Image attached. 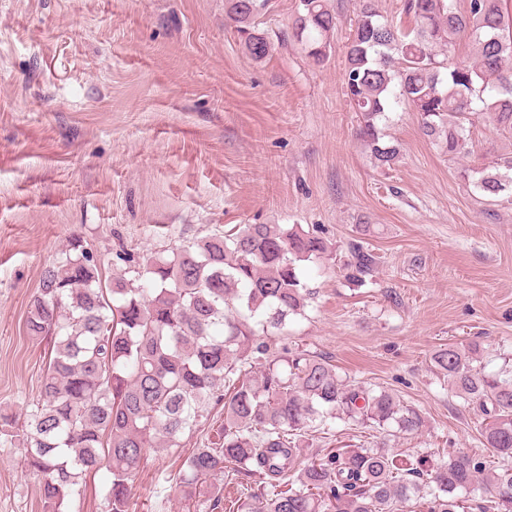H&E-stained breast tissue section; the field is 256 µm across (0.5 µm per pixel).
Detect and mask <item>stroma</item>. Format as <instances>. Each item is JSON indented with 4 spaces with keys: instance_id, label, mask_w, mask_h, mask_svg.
<instances>
[{
    "instance_id": "obj_1",
    "label": "stroma",
    "mask_w": 512,
    "mask_h": 512,
    "mask_svg": "<svg viewBox=\"0 0 512 512\" xmlns=\"http://www.w3.org/2000/svg\"><path fill=\"white\" fill-rule=\"evenodd\" d=\"M297 3L269 0L257 23L273 49L257 61L226 0H0V404L39 395L48 347L27 336V308L72 235L108 279L116 253L140 261L239 224H320L340 253L365 224L378 273L357 286L307 263L313 299L289 342L423 413L425 431L389 450L491 458L481 413L431 355L476 342L486 372L512 360V201L459 175L512 153V133L474 116L473 151L453 163L402 103L382 124L400 159L375 167L342 89L352 0H328L322 65L292 37ZM199 440L147 450L132 512H179L174 477ZM22 454L0 448V512H42Z\"/></svg>"
}]
</instances>
